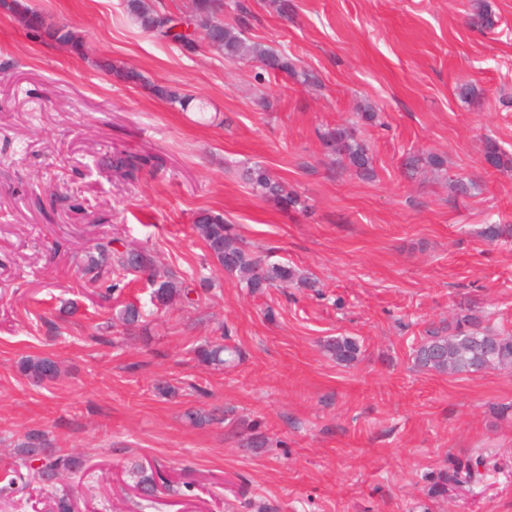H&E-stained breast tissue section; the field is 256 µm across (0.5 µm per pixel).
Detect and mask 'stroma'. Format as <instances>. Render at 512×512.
<instances>
[{
	"label": "stroma",
	"mask_w": 512,
	"mask_h": 512,
	"mask_svg": "<svg viewBox=\"0 0 512 512\" xmlns=\"http://www.w3.org/2000/svg\"><path fill=\"white\" fill-rule=\"evenodd\" d=\"M69 24L86 57L47 44L0 9V475H27L33 429L86 460L48 492L0 495V512H134L131 460L161 465L144 512H512V369L422 372L413 350L460 311L512 332V174L483 162L486 139L512 154V0H487L496 27L468 18L475 0H241L247 37L287 52L297 75L260 78L232 63L157 43L124 0H25ZM140 71L124 83L96 59ZM316 84L303 83L302 73ZM473 85L479 102L460 94ZM176 86L204 110L155 96ZM372 109L375 125H356ZM356 126L374 175L328 158L326 126ZM114 149L149 156L128 182L96 167ZM418 157L409 169V157ZM261 164L305 207L283 212L240 177ZM470 183L468 193L454 190ZM224 214L244 243L320 283L250 293L204 260L192 218ZM148 249L212 286L193 306L158 310L147 335L125 334L82 273L96 243ZM356 337L337 364L328 337ZM223 339L234 366L199 364ZM63 374L32 385L26 355ZM177 387L163 397L159 383ZM224 410L194 425L187 411ZM265 436L251 447L243 425ZM483 455L486 476L427 495L451 459Z\"/></svg>",
	"instance_id": "1"
}]
</instances>
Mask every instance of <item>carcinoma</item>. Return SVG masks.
Segmentation results:
<instances>
[{"instance_id":"cac0c4a2","label":"carcinoma","mask_w":512,"mask_h":512,"mask_svg":"<svg viewBox=\"0 0 512 512\" xmlns=\"http://www.w3.org/2000/svg\"><path fill=\"white\" fill-rule=\"evenodd\" d=\"M0 8L21 18L25 27L48 44H65L71 51L83 56L85 43L67 24L55 21L50 16L30 8L23 0H0ZM129 16L158 43L175 46L181 51L197 52L196 31H208L211 48L221 52L224 59L232 62L257 60L266 73H284L297 75L294 63L288 55L269 49L249 40L240 26L225 24L214 25L216 15L229 8L234 12L243 10L236 0H192L191 15L177 16L152 8L146 0H125ZM469 23L479 31L494 28V15L486 4L476 7ZM96 66L113 73L128 84H143V75L132 68L118 69L112 62L101 59ZM154 94L171 103H177L187 109L193 98L181 93L172 86H153ZM320 139L327 154L347 161L360 175L369 177L373 173L368 146L356 139L351 129L345 126H328L320 133ZM484 161L490 167L501 172L512 171V158L498 144L488 139L483 150ZM147 163V159L125 151L103 154L98 165L126 181L138 179V174ZM244 179L252 191L267 200L273 201L283 210L294 209L302 205L300 197L289 191L285 185L268 174L265 168L254 166L244 172ZM194 231L200 238L208 258L224 272L234 274L245 283L252 293L262 292L275 285L297 283L304 288L316 287V282L299 274L286 263H269L248 250L236 233L234 225L227 223L224 216L209 210L196 213ZM83 273L93 283L101 282L106 288L100 291L101 297L109 299L121 294L125 287L126 275L139 273L146 275L152 287L150 301L156 307H167L175 301L182 304L194 303L192 294L197 290H207L209 283L201 280L184 279L173 271L161 266L154 256L140 248L126 245L115 248L112 242H100L96 253L88 256ZM147 313L143 306L128 302L121 306L116 318L125 330L132 333L145 329ZM324 349L341 364H350L357 359L360 346L356 339L349 336H336L326 340ZM198 362L218 369L233 363L239 353L222 344L206 343L195 350ZM414 359L418 368L428 372L448 374H476L487 370L512 368V335L493 331L482 325V317L468 307L457 313L452 332L443 336L431 333L414 350ZM19 371L35 384L55 379L60 374V364L48 354L26 356L19 362ZM48 447L45 433L33 430L26 435L22 445L24 458H33L34 445ZM38 476L48 481L55 477L59 480L83 468V460L72 455H63L55 450L40 458ZM486 467L485 459L477 456L457 458L452 461V474L442 473L428 490L432 497H443L448 492V482L456 485L472 484L481 481ZM129 474L136 478L135 486L147 495L153 494L157 483L167 485L168 480L157 467H147L140 460L130 463Z\"/></svg>"}]
</instances>
